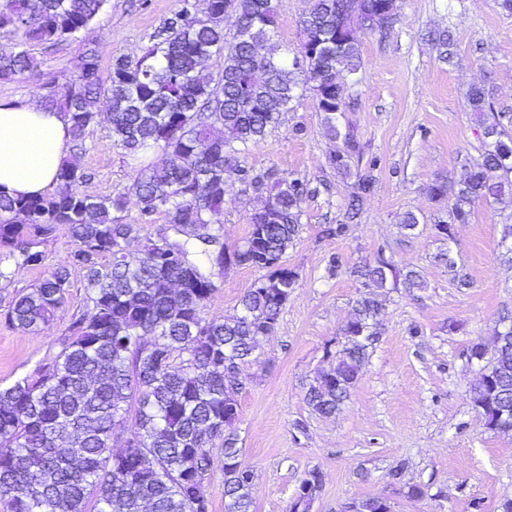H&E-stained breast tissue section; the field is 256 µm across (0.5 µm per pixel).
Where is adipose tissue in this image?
<instances>
[{"mask_svg":"<svg viewBox=\"0 0 512 512\" xmlns=\"http://www.w3.org/2000/svg\"><path fill=\"white\" fill-rule=\"evenodd\" d=\"M70 141L64 113L29 99L0 102V190L36 195L51 189Z\"/></svg>","mask_w":512,"mask_h":512,"instance_id":"1","label":"adipose tissue"}]
</instances>
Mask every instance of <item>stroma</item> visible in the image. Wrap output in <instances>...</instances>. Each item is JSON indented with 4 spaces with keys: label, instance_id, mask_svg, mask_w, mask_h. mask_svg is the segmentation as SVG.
<instances>
[{
    "label": "stroma",
    "instance_id": "obj_1",
    "mask_svg": "<svg viewBox=\"0 0 512 512\" xmlns=\"http://www.w3.org/2000/svg\"><path fill=\"white\" fill-rule=\"evenodd\" d=\"M178 8V0H110L78 38L56 47L26 45L21 35L0 32V54L23 46L38 62L34 71L0 82V101H42L45 84H65L89 46L98 48L105 69L113 56L140 55ZM442 30L454 40L448 63L438 61L429 40ZM357 36L362 80L344 94L342 121L364 146L359 169H372L376 178L359 218H344L357 178L329 164L336 144L324 133L311 91L239 157L251 175L297 178L314 192L283 259L298 276L296 288L261 340L256 362L242 368L237 436L240 458L254 473L253 510L290 512L301 481L316 469L322 488L310 512H341L352 500L374 496L389 498L394 512H500L512 500V432L489 429L475 408L472 389L482 365L469 354L512 317V262L501 244L512 204L476 202L467 223L455 225L448 238L438 230L448 202L433 200L430 189L442 179L460 180L481 159L483 127L468 99L472 85L484 86L495 114L512 117V10L502 0H399L387 35L362 28ZM68 157L91 175L80 192L126 194L122 218L139 223L136 198L128 193L134 163L113 147L107 121L91 128L83 147H70ZM253 197L252 187L228 171L225 247L246 236ZM408 212L419 219L412 230L401 224ZM339 224L343 235H330ZM380 252L419 272L422 285L383 289L380 336L348 400L335 416L314 414L305 387L335 362L361 287L352 270ZM445 253L450 262L442 261ZM334 256L340 269L332 276ZM261 275L241 266L224 270L206 315L236 314ZM42 276V268L28 267L0 288V386L49 362L86 303L83 274L75 269L63 306L43 332L11 327L3 313L14 292ZM299 421L305 431L296 430ZM414 485L422 497H408Z\"/></svg>",
    "mask_w": 512,
    "mask_h": 512
}]
</instances>
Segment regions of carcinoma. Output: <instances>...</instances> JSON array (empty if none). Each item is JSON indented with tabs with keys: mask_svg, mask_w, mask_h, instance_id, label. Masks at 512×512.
<instances>
[{
	"mask_svg": "<svg viewBox=\"0 0 512 512\" xmlns=\"http://www.w3.org/2000/svg\"><path fill=\"white\" fill-rule=\"evenodd\" d=\"M109 0H0V30L24 42L57 45L74 38L105 11ZM384 0H311L301 19L296 50L279 52L281 0H181L138 57L112 59L102 70L87 49L76 74L45 98L69 116L72 140L84 141L98 123L99 99L110 101L112 145L136 159L149 150L167 156L161 166H138L131 185L141 222L118 213L124 196L78 191L87 174L65 164L55 189L40 196L0 193V252L14 269L0 268V282L15 270L45 265L39 247L59 226L74 243L67 263L50 265L32 287L14 294L6 321L23 332L44 330L64 302L70 271H83L85 308L74 315L72 336L52 360L0 386V512H211L208 479L215 464L224 474V512H252V470L240 461L227 371L241 375L259 340L270 333L297 282L282 259L301 231L303 204L313 191L299 179L255 176L257 206L243 241L230 250L240 266L263 269L243 295L247 317L205 316L224 270L220 215L226 168L250 144L263 140L300 88V69L314 93L327 136L340 143L328 158L350 171L361 145L340 123L346 106L341 80L358 83V39L338 34L341 23L358 24ZM233 20L232 31L225 23ZM222 56L218 79L201 77ZM37 67L25 50L0 55V82ZM472 111L483 123L482 162L460 181L438 182L435 198H448L452 237L477 201L512 200V135L492 111L484 89L469 90ZM372 171L359 177L348 218L360 214L373 187ZM164 213L181 232L165 243L142 236L152 216ZM144 238L141 257L124 254ZM200 244L209 270L194 259ZM366 288L336 366L318 373L304 399L321 416L340 411L377 336L381 289L419 285V274L377 255L354 269ZM492 374L478 379L473 403L486 425L512 431V325L493 339ZM125 448L112 450L115 428ZM358 512H390L377 497L359 500Z\"/></svg>",
	"mask_w": 512,
	"mask_h": 512,
	"instance_id": "cac0c4a2",
	"label": "carcinoma"
}]
</instances>
